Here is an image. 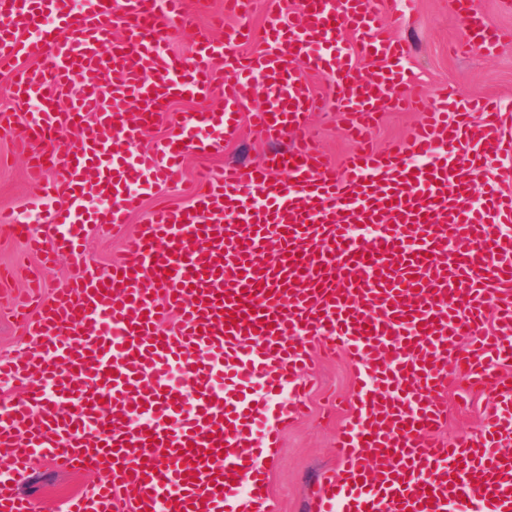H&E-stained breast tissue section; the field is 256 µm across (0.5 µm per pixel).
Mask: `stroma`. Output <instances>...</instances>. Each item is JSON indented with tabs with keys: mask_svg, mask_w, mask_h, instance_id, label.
<instances>
[{
	"mask_svg": "<svg viewBox=\"0 0 512 512\" xmlns=\"http://www.w3.org/2000/svg\"><path fill=\"white\" fill-rule=\"evenodd\" d=\"M224 0H186L183 25L171 40V49L185 61H192L199 33H209L214 41L224 39L223 30L214 26V15ZM380 20L391 36L406 44L407 65L413 71L423 97H434L443 87L454 86L465 99L491 96L503 109L512 110V41L502 42L484 55L466 41L464 26L451 0H381ZM344 115L322 112L313 118V134L329 159H337L350 143L342 129ZM279 140L242 124L236 142L225 145L223 152L203 155L187 153L184 159V183L161 187L145 202V207L131 214L126 224L110 232H93L83 242L87 258L99 266L119 253L127 236L137 233L146 223L148 210L159 203L176 204L186 199L185 182L195 180L202 170L219 171L224 163H258L279 147ZM22 158L13 154V143L0 134V209L13 211L35 233L44 232V212L37 205L35 191L29 184ZM25 243L8 228L0 227V273L7 279L0 286V302L21 297L27 276L39 277L46 290L61 288L75 273L69 254H61L55 267L44 268L39 262H24ZM308 382L312 388V413L299 421L280 425V443L269 449L270 494L274 512H309L316 484L329 470L338 466L333 452L336 431L350 411L358 389L357 372L342 355L317 358ZM490 394L468 392L463 376H452L446 397L447 422L437 436L458 442L472 435L480 425ZM100 472L77 473L50 461H41L17 479L21 492L35 502V512H57L60 500L72 493L93 487L103 480Z\"/></svg>",
	"mask_w": 512,
	"mask_h": 512,
	"instance_id": "1",
	"label": "stroma"
}]
</instances>
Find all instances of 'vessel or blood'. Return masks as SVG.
I'll return each instance as SVG.
<instances>
[{"mask_svg":"<svg viewBox=\"0 0 512 512\" xmlns=\"http://www.w3.org/2000/svg\"><path fill=\"white\" fill-rule=\"evenodd\" d=\"M251 2L224 0L236 24L221 43L199 35L188 63L168 50L184 0H0L14 101L0 130L19 150L41 144L30 177L58 203L29 249L46 263L70 251L78 268L35 309L18 302L36 344L0 356V381L27 384L0 406V512H34L15 476L40 459L110 474L63 512H269L263 452L277 422L304 415L303 377L321 350L361 372L336 440L344 465L322 478L318 512H512V194L498 188L512 169L485 168L512 156L504 112L487 101L474 122L446 93L403 144L375 149L369 129L385 106L411 104L414 81L379 0H269L259 28ZM507 36L470 30L485 53ZM363 56L384 68L363 76ZM313 73L327 76V98ZM257 90L272 104L253 127L288 137L287 149L225 166L188 203L154 210L107 271L94 268L82 233L124 223L179 182L186 152L223 151ZM216 93L220 110L182 115L138 151L174 99ZM331 98L357 143L337 163L308 132ZM72 129L77 146L56 154ZM461 370L495 400L457 445L433 433Z\"/></svg>","mask_w":512,"mask_h":512,"instance_id":"vessel-or-blood-1","label":"vessel or blood"}]
</instances>
